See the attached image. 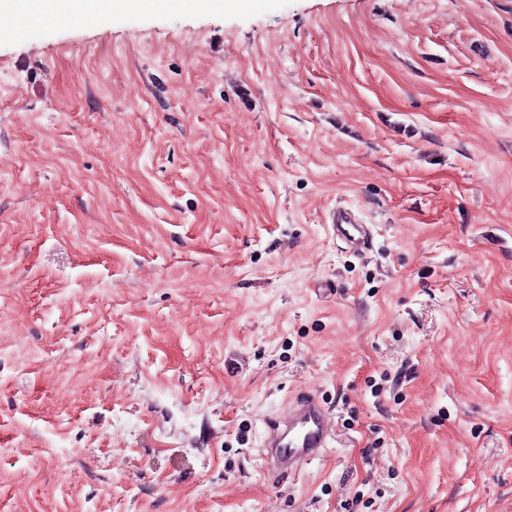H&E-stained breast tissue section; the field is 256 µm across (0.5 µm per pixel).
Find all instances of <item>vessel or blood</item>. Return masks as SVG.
Instances as JSON below:
<instances>
[{
	"mask_svg": "<svg viewBox=\"0 0 512 512\" xmlns=\"http://www.w3.org/2000/svg\"><path fill=\"white\" fill-rule=\"evenodd\" d=\"M328 222L338 238L358 252L368 250L371 230L354 212L340 207ZM334 439L329 413L313 393L294 395L285 407L265 421L263 460L269 473L293 475L323 456Z\"/></svg>",
	"mask_w": 512,
	"mask_h": 512,
	"instance_id": "1",
	"label": "vessel or blood"
}]
</instances>
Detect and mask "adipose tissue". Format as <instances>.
<instances>
[{"mask_svg": "<svg viewBox=\"0 0 512 512\" xmlns=\"http://www.w3.org/2000/svg\"><path fill=\"white\" fill-rule=\"evenodd\" d=\"M125 0H0V16L24 24H48L63 20L103 23Z\"/></svg>", "mask_w": 512, "mask_h": 512, "instance_id": "obj_1", "label": "adipose tissue"}]
</instances>
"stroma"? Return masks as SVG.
<instances>
[{
	"mask_svg": "<svg viewBox=\"0 0 512 512\" xmlns=\"http://www.w3.org/2000/svg\"><path fill=\"white\" fill-rule=\"evenodd\" d=\"M16 27L0 512H512V0ZM302 390L335 436L275 481ZM328 224H332L336 237L343 240L357 252H365L370 247L371 230L366 224H360L358 217L350 208L340 207L330 212Z\"/></svg>",
	"mask_w": 512,
	"mask_h": 512,
	"instance_id": "obj_1",
	"label": "stroma"
}]
</instances>
